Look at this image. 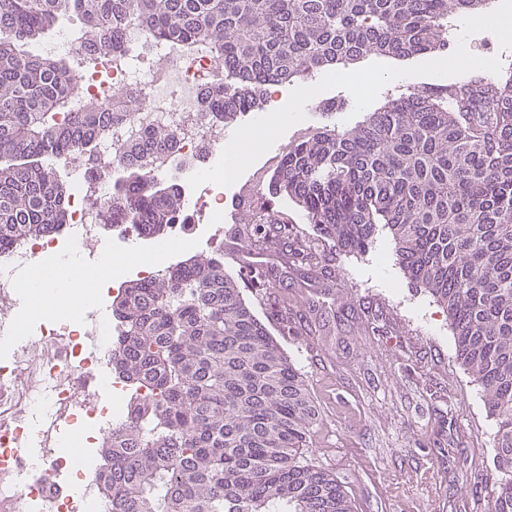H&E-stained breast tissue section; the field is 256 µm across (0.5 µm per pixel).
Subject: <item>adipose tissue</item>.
Here are the masks:
<instances>
[{"instance_id":"adipose-tissue-1","label":"adipose tissue","mask_w":512,"mask_h":512,"mask_svg":"<svg viewBox=\"0 0 512 512\" xmlns=\"http://www.w3.org/2000/svg\"><path fill=\"white\" fill-rule=\"evenodd\" d=\"M301 110L302 99L297 96L287 109L276 116L259 117L250 128L236 132L224 144L222 163L213 172V179L231 181L239 168L242 154L258 150L269 128L297 119ZM134 263L147 267L152 260L141 255L138 247L133 246L125 254L102 251L96 265L87 267L81 262L78 248L73 247L52 258L49 266H33L19 285L35 299L48 303L57 314L73 319L83 306L97 300L96 295L88 292V285L108 288Z\"/></svg>"}]
</instances>
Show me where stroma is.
Listing matches in <instances>:
<instances>
[{
	"label": "stroma",
	"instance_id": "obj_1",
	"mask_svg": "<svg viewBox=\"0 0 512 512\" xmlns=\"http://www.w3.org/2000/svg\"><path fill=\"white\" fill-rule=\"evenodd\" d=\"M469 20L466 14L449 19L447 72L430 69L425 56L390 62L396 76L384 79L377 73L383 63L373 57L350 70L346 80L306 99L299 121L274 127L258 152L245 155L232 188L238 205L269 201L301 219L290 199L268 193L272 157L324 124L355 126L381 97L456 80L467 57L493 69L512 65V40ZM355 81L363 86L362 96L348 89ZM331 97L345 98L346 105L327 117L317 102ZM220 158L213 152L201 168L175 162L160 179L181 184L186 196H203L213 183L200 172L212 170ZM219 227L224 233L218 237ZM188 243L172 251L169 261L214 254L223 256L225 273L240 272L244 244L233 225L206 216ZM278 291L287 295L290 308L313 316L312 333L281 339L318 409L306 461L335 474L357 512H487L495 482L496 421L483 387L456 358L445 312L405 277L390 233L379 231L366 253H334L311 279L282 270Z\"/></svg>",
	"mask_w": 512,
	"mask_h": 512
}]
</instances>
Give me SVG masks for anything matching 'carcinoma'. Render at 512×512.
I'll use <instances>...</instances> for the list:
<instances>
[{"mask_svg":"<svg viewBox=\"0 0 512 512\" xmlns=\"http://www.w3.org/2000/svg\"><path fill=\"white\" fill-rule=\"evenodd\" d=\"M490 0H0V252L69 223L62 163L97 160V145L135 112L73 110L77 71L129 53L134 20L162 44L206 42L224 60L207 111L234 124L264 110L267 90L307 84L370 58L448 53V17ZM71 13L84 54L27 46ZM172 128L132 136L118 166L134 177L99 204L112 230L162 236L183 188L157 186L139 159L174 152ZM303 211L308 231L263 203L243 213L249 251L311 270L327 249L361 254L388 228L411 282L446 310L457 358L486 391L498 435L490 512H512V70L386 96L353 128L317 129L288 148L269 187ZM264 290L260 318L241 283ZM249 265L239 279L198 254L123 289L112 370L146 389L102 439L99 479L112 512H354L342 483L303 462L316 410L274 335L297 336L274 288Z\"/></svg>","mask_w":512,"mask_h":512,"instance_id":"obj_1","label":"carcinoma"}]
</instances>
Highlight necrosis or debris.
Segmentation results:
<instances>
[{"instance_id":"4bbe7bcc","label":"necrosis or debris","mask_w":512,"mask_h":512,"mask_svg":"<svg viewBox=\"0 0 512 512\" xmlns=\"http://www.w3.org/2000/svg\"><path fill=\"white\" fill-rule=\"evenodd\" d=\"M145 81L136 92L142 100L135 128L151 132L157 124L177 134L179 154L192 157L214 145L221 131L201 98L223 73L206 45L186 49L170 43L161 61L142 60ZM127 59L101 58L78 71L80 100H110L124 84ZM111 156L90 163L75 160L77 196L70 199L68 232L87 259H95L103 242L93 199L110 197L104 171ZM53 237L25 238L0 253V512H110L111 503L87 459L65 451L70 438L94 444L111 433L125 415L121 398L126 387L112 372L113 340L118 333L100 308L86 309L74 323L41 322L35 339L24 337L18 324L19 294L11 284L16 274L46 263ZM54 470L71 472L68 492L48 493L46 477Z\"/></svg>"}]
</instances>
